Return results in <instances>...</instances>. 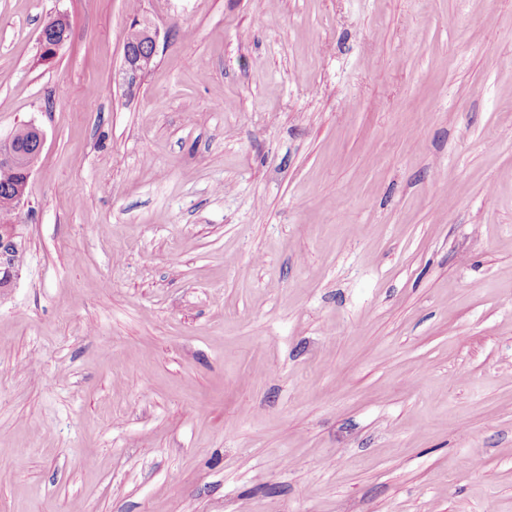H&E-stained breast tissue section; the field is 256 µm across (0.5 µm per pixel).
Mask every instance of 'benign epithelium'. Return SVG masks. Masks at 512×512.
Returning <instances> with one entry per match:
<instances>
[{
	"label": "benign epithelium",
	"mask_w": 512,
	"mask_h": 512,
	"mask_svg": "<svg viewBox=\"0 0 512 512\" xmlns=\"http://www.w3.org/2000/svg\"><path fill=\"white\" fill-rule=\"evenodd\" d=\"M68 29L69 20L66 15L58 13L50 17L38 34L40 50L47 52L51 58L55 57L68 40ZM157 40L158 32L149 21L138 19L131 25L126 43H141L148 47L150 53L147 56L123 53V77L127 84H136L148 71L156 57ZM27 130L33 134L32 150L27 153L16 149L14 135L0 138V169L12 170L18 174L11 220L14 229L11 237L0 241V292L5 295L15 287L22 269V266L11 260L10 251L6 250V246L11 244L17 249L24 246V243L16 241V238L22 236L19 228L26 223L23 209L27 201L29 179L40 158L45 140L44 132L36 125H27Z\"/></svg>",
	"instance_id": "benign-epithelium-1"
}]
</instances>
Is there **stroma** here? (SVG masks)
Returning <instances> with one entry per match:
<instances>
[{
  "instance_id": "35a3bbf8",
  "label": "stroma",
  "mask_w": 512,
  "mask_h": 512,
  "mask_svg": "<svg viewBox=\"0 0 512 512\" xmlns=\"http://www.w3.org/2000/svg\"><path fill=\"white\" fill-rule=\"evenodd\" d=\"M30 121L0 512H512V0H0ZM68 29L69 20L65 14L58 13L50 17L38 34L41 52L47 51V55L54 58L68 40ZM158 32L148 20L137 19L130 27L126 44L137 45L142 43L150 50L149 56H133L131 52L123 49V77L128 85H135L148 71L149 66L157 53Z\"/></svg>"
}]
</instances>
